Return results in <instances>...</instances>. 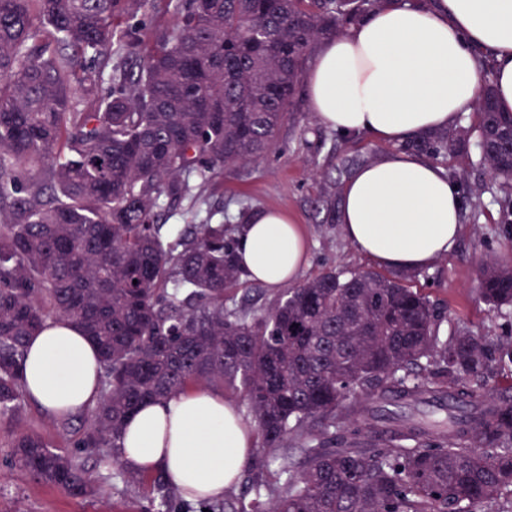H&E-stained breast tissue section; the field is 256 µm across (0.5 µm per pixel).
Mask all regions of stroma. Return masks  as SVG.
Instances as JSON below:
<instances>
[{
  "label": "stroma",
  "mask_w": 512,
  "mask_h": 512,
  "mask_svg": "<svg viewBox=\"0 0 512 512\" xmlns=\"http://www.w3.org/2000/svg\"><path fill=\"white\" fill-rule=\"evenodd\" d=\"M387 144L369 137L343 141L320 130L313 113H306L296 127H284L275 149L258 163L226 176L211 194V206L234 213L240 208H274L303 224L309 250L301 279L313 278L327 268L371 271L375 265L345 237L340 224H323L314 202L329 182L344 183L361 165L388 152ZM485 208L472 220L471 204H464L465 219L455 247L431 267L423 269L415 288L441 306L449 321L461 322L493 338L502 337L506 319L490 312L479 296L478 268L491 258L512 259V239L504 238L498 224L499 211L490 195H483ZM23 428L61 442L55 419L32 403L18 415L0 416V512H141L146 506L145 487L126 483L112 463L89 458L104 487L88 498H74L40 483L11 465V431Z\"/></svg>",
  "instance_id": "stroma-1"
}]
</instances>
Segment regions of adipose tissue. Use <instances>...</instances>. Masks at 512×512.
Wrapping results in <instances>:
<instances>
[{
  "mask_svg": "<svg viewBox=\"0 0 512 512\" xmlns=\"http://www.w3.org/2000/svg\"><path fill=\"white\" fill-rule=\"evenodd\" d=\"M487 63L496 71L497 109L512 113V0H389L317 47L305 82L318 123L392 146L346 180L338 216L345 236L378 265L427 268L457 242V184L399 145L472 112ZM307 254L303 226L277 210L255 212L237 249L249 280L271 289L295 282ZM100 373L97 349L70 321L55 319L30 338L22 380L28 398L65 417L98 400ZM120 445L131 470L166 471L195 502L223 497L253 439L234 403L193 389L141 404L126 419Z\"/></svg>",
  "mask_w": 512,
  "mask_h": 512,
  "instance_id": "obj_1",
  "label": "adipose tissue"
}]
</instances>
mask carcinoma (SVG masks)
I'll return each mask as SVG.
<instances>
[{"instance_id":"obj_1","label":"carcinoma","mask_w":512,"mask_h":512,"mask_svg":"<svg viewBox=\"0 0 512 512\" xmlns=\"http://www.w3.org/2000/svg\"><path fill=\"white\" fill-rule=\"evenodd\" d=\"M385 0H177L174 25L146 24L149 0H0V415L25 403L29 337L77 324L102 358L97 403L70 448L123 467L126 417L147 400L225 388L258 441L239 496L195 510L163 472L134 473L144 512H512V336L459 324L440 337L417 272L329 269L265 310L228 308L246 273L243 207L185 229L174 209L265 158L299 121L311 55ZM477 126L436 129L398 149L446 163L476 133L512 235V114L485 64ZM336 222V190L321 198ZM484 303L512 306V260L479 272ZM430 402L448 424L389 427L373 397ZM12 465L75 498L97 477L24 429Z\"/></svg>"}]
</instances>
